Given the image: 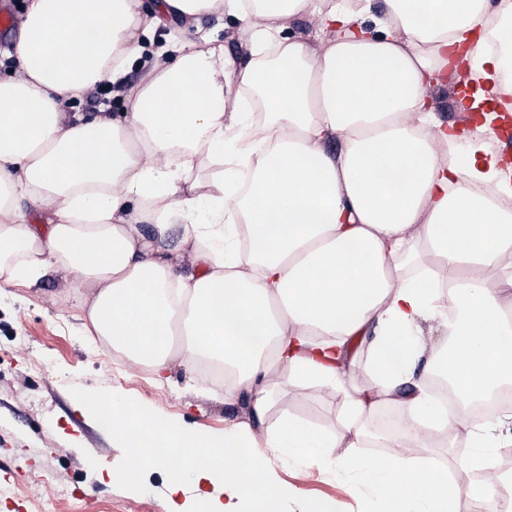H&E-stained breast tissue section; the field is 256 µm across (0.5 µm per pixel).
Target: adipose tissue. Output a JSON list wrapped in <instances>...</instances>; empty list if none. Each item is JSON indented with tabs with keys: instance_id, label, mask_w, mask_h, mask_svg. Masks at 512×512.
<instances>
[{
	"instance_id": "adipose-tissue-1",
	"label": "adipose tissue",
	"mask_w": 512,
	"mask_h": 512,
	"mask_svg": "<svg viewBox=\"0 0 512 512\" xmlns=\"http://www.w3.org/2000/svg\"><path fill=\"white\" fill-rule=\"evenodd\" d=\"M27 0L11 53L18 75L0 79V278L34 282L49 271L76 288L97 336L129 367L166 371L173 360L223 364L228 396L247 394L249 420L225 434L182 429L169 417L101 390L81 399L112 431L124 461L112 479L137 486L145 471L167 476L166 512L195 476L216 490L206 512H281L294 489L278 483L263 448L303 463L332 464L331 450L360 447L359 419L399 396L407 420L389 461L350 458L347 469L380 476L386 512H450L457 497L446 470L424 450L448 422L432 405L420 362H440L468 396L512 386V180L495 158L447 161L452 129L427 105L448 50L512 16V0ZM228 9L243 22L251 58L239 88L266 120L226 110L221 46L173 45L129 112L68 119L65 101L117 81L143 41L177 18ZM316 23L319 49L286 37V22ZM373 27H365L366 15ZM235 152L227 174L181 190L177 174ZM476 185L496 186L488 198ZM47 213L27 224L22 201ZM197 269L162 249L173 219ZM248 230L246 255L224 244V224ZM432 256L436 279L402 280L406 258ZM500 270L492 282L487 269ZM452 285L438 304V281ZM441 319L453 342L426 340ZM367 339L372 385L347 393V420L312 428L290 416L268 421L271 382L343 381L349 345Z\"/></svg>"
}]
</instances>
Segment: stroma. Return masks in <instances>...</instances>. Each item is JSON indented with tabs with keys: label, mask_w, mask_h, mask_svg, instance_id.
Masks as SVG:
<instances>
[{
	"label": "stroma",
	"mask_w": 512,
	"mask_h": 512,
	"mask_svg": "<svg viewBox=\"0 0 512 512\" xmlns=\"http://www.w3.org/2000/svg\"><path fill=\"white\" fill-rule=\"evenodd\" d=\"M222 44L233 64L246 62L249 46L244 24L230 13L213 15L194 26L169 21L124 77L127 88L147 78L160 61L169 38ZM356 366L344 385L288 384L269 412L290 414L321 425L347 416L345 388H365L367 352L353 342ZM142 403L184 425L212 434L248 419L250 400L240 395L224 401L219 388L201 380L195 369L173 365L162 377L130 371L104 354L89 336L73 294L56 274L35 284L0 288V512H38L44 500L58 512H165L167 482L162 472L144 473L138 488L110 482L108 470L119 467L123 452L114 435L76 407L80 396L101 389ZM278 480L299 497L285 506L301 512L308 502H329L334 512H379L381 505L369 481L337 466L301 464L265 451Z\"/></svg>",
	"instance_id": "1"
}]
</instances>
